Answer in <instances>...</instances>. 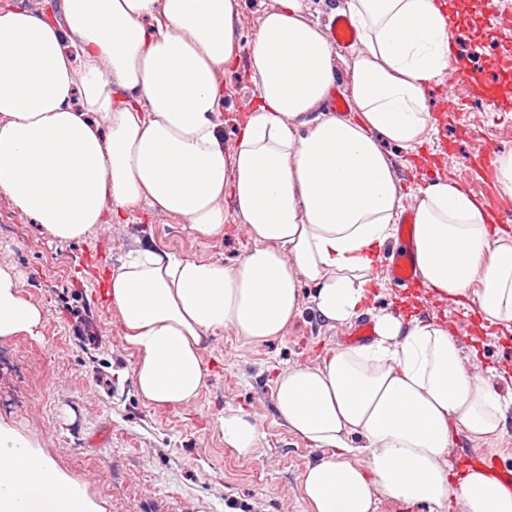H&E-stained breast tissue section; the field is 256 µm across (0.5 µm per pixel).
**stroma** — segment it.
<instances>
[{
	"mask_svg": "<svg viewBox=\"0 0 512 512\" xmlns=\"http://www.w3.org/2000/svg\"><path fill=\"white\" fill-rule=\"evenodd\" d=\"M512 12V0H451L458 12L452 39L473 67L498 81V95L512 99V42L487 29L488 2ZM270 0H240L236 21L240 42L235 68L225 70L220 136L233 151L239 119L258 98L247 73L248 54ZM484 88L465 86L454 67L426 92L433 119L428 140L414 151L391 148L403 210H413L419 187L430 181H457L479 140L492 141L496 154L512 153V112L490 118L483 108ZM185 258L232 265L250 245L245 225L228 214L222 234L202 239L181 219L143 201L118 223L96 227L86 238L61 242L20 212L0 191V268L19 278L22 296L43 311L39 336L0 339V425L47 459L95 512H308L302 495L307 467L323 456L291 433L275 409L276 371L317 362L326 351L346 345L351 324L322 321L304 283L302 314L283 336L252 344L233 329L209 337L204 360L205 389L191 405L160 408L133 385V351L123 339L115 308L92 301V283L75 266L81 253L103 254L118 268L142 245ZM370 307L416 317L451 328L466 368L491 380L512 377V332L462 316L447 299L421 287L392 289L381 267ZM242 411L264 434L253 457L227 446L217 426L224 410ZM494 443L459 433L452 457L463 450L499 454L512 467V405Z\"/></svg>",
	"mask_w": 512,
	"mask_h": 512,
	"instance_id": "stroma-1",
	"label": "stroma"
}]
</instances>
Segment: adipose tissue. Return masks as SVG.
I'll return each mask as SVG.
<instances>
[{
	"instance_id": "obj_1",
	"label": "adipose tissue",
	"mask_w": 512,
	"mask_h": 512,
	"mask_svg": "<svg viewBox=\"0 0 512 512\" xmlns=\"http://www.w3.org/2000/svg\"><path fill=\"white\" fill-rule=\"evenodd\" d=\"M239 0H70L79 38L64 51L51 15L0 14V191L53 238H85L148 201L198 235L224 230V202L247 224L233 266L144 247L113 272L110 297L143 398L193 403L203 350L224 328L252 342L282 336L301 313L358 317L376 250L397 232L402 196L387 151L430 135L425 90L448 66L450 28L434 0H345L359 32L351 117L320 105L334 77L330 45L300 0H273L251 47L258 105L225 152L224 83L237 58ZM104 115L101 132L93 115ZM415 261L438 296L473 297L512 329V238L456 184L421 189ZM39 306L0 269V338L38 335ZM370 343L331 349L276 375L275 405L295 435L325 449L302 494L310 512H376L379 497L432 512H512L488 471L453 473L458 432H501L512 389L467 370L443 325L380 310ZM225 444L253 456L263 432L241 411L217 419ZM0 512H90L49 462L0 428Z\"/></svg>"
}]
</instances>
